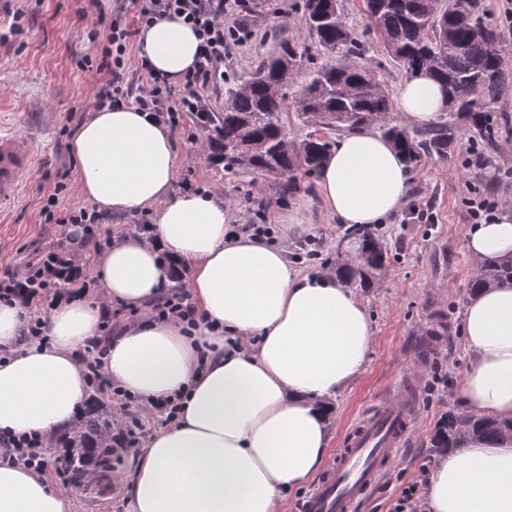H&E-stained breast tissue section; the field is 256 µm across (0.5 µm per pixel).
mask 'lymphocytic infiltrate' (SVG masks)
Instances as JSON below:
<instances>
[{
	"instance_id": "obj_1",
	"label": "lymphocytic infiltrate",
	"mask_w": 512,
	"mask_h": 512,
	"mask_svg": "<svg viewBox=\"0 0 512 512\" xmlns=\"http://www.w3.org/2000/svg\"><path fill=\"white\" fill-rule=\"evenodd\" d=\"M244 0H115L100 33L101 48L92 58H85L82 66L87 70L104 72L109 80L99 93L101 103L117 107L134 103L139 110L155 115L170 126H179L183 114H190L197 133L208 132L207 116L210 109L200 89L224 80V56L232 46L244 41V28L230 27L224 17L230 5H243ZM182 15L201 40V53L194 70L184 79L181 94H174L170 85L152 76L147 61H139L138 69L148 75L149 82L140 94H133L125 82L127 56L130 41L136 28L152 24L168 13ZM56 196H49L43 207L45 220L55 223L59 231L54 241L23 265L0 271V302L18 303L30 312L25 339L45 344L47 313L64 295L89 292L95 284L90 274L88 258L77 255L69 246L66 232L70 224H104L106 214L96 207L80 206L56 215ZM102 335L87 348L83 358L85 376L89 386L111 388L112 396L122 406L130 408L136 401L120 388H113L103 371L108 352L106 337L112 332L111 320H104ZM43 439L33 436L0 435V447L9 450L23 466L37 471L46 470L51 460L46 455Z\"/></svg>"
}]
</instances>
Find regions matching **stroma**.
<instances>
[{
  "instance_id": "1",
  "label": "stroma",
  "mask_w": 512,
  "mask_h": 512,
  "mask_svg": "<svg viewBox=\"0 0 512 512\" xmlns=\"http://www.w3.org/2000/svg\"><path fill=\"white\" fill-rule=\"evenodd\" d=\"M85 3L9 0L0 12V129L29 134L35 157L8 223H0V269L24 263L53 239L55 227L43 222L40 211L57 180L65 182L64 190L55 192L58 210L84 202L78 166L68 150V127L72 118L88 117L97 109L105 81L78 66L99 49L90 37L98 28V13ZM300 3L266 0L264 8L227 15V24L245 27L248 37L225 56V73L247 77L258 61L276 51L279 39L307 43ZM342 8L347 24L368 47L378 77L389 92H396L406 75L368 29L363 0H342ZM192 130L186 115L172 131L178 155L174 194H220L236 223L265 225L272 240L280 236L278 214L288 209L301 221L288 238L289 255L302 271L334 273L345 255L340 244L344 228L319 211L301 210V203L313 201V189H302L287 206L258 211V201L269 195L266 185L225 176L223 166L208 160L205 138H192ZM472 199L495 202L500 209L512 202V133L488 147L460 119L447 159L422 155L409 172L406 204L376 227L387 262L370 287L355 290L369 313L374 339L360 375L332 399L331 448H339L354 424L408 378L417 377L420 399L399 461L363 512H388L402 488L417 479L420 467L434 466L439 451L430 439L440 418L448 410L466 409L458 389L470 355L459 324L474 271L466 250ZM304 243L314 245L312 258L299 257ZM433 334L440 341L432 354L423 355L425 339ZM138 454L137 447L113 444L110 465L97 469L95 480L79 485L65 481L61 489L73 502L72 512H129L118 476L131 471Z\"/></svg>"
}]
</instances>
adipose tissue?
<instances>
[{
  "mask_svg": "<svg viewBox=\"0 0 512 512\" xmlns=\"http://www.w3.org/2000/svg\"><path fill=\"white\" fill-rule=\"evenodd\" d=\"M139 55L169 84L192 71L200 41L167 15L142 27ZM399 114L434 124L444 87L421 71L401 83ZM82 197L115 216L154 214L148 234L121 235L95 258L99 298L60 300L50 342L23 341L25 308L0 303V433L72 432L87 399L80 351L108 305L138 311L117 326L104 370L140 402L180 399L123 476L132 512H276L330 451V400L363 369L374 330L346 281L302 272L286 244L236 231L214 193L173 196L177 154L169 129L132 106L102 107L72 138ZM404 158L371 130L337 140L315 185L320 210L346 227L385 223L406 202ZM473 259L512 253V215L468 232ZM188 270L193 323L152 316L174 265ZM460 331L470 364L459 395L480 414L512 419V282L472 291ZM431 512H512V439L463 433L441 453L426 489ZM47 475L0 458V512H71Z\"/></svg>",
  "mask_w": 512,
  "mask_h": 512,
  "instance_id": "1",
  "label": "adipose tissue"
}]
</instances>
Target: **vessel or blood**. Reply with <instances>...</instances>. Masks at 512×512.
I'll return each mask as SVG.
<instances>
[{"mask_svg":"<svg viewBox=\"0 0 512 512\" xmlns=\"http://www.w3.org/2000/svg\"><path fill=\"white\" fill-rule=\"evenodd\" d=\"M34 162L32 141L0 132V219L18 201ZM414 389L369 412L351 431L313 488L294 504L295 512H355L380 486L409 436Z\"/></svg>","mask_w":512,"mask_h":512,"instance_id":"obj_1","label":"vessel or blood"}]
</instances>
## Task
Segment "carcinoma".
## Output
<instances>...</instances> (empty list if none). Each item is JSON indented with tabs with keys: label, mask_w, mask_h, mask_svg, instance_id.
Listing matches in <instances>:
<instances>
[{
	"label": "carcinoma",
	"mask_w": 512,
	"mask_h": 512,
	"mask_svg": "<svg viewBox=\"0 0 512 512\" xmlns=\"http://www.w3.org/2000/svg\"><path fill=\"white\" fill-rule=\"evenodd\" d=\"M466 2L468 20L458 22L438 0H365L369 26L377 31L385 54L409 76L425 69L448 88V119L429 131L417 133L388 119L393 104L383 82L370 66L349 63L363 53L357 32L342 12L331 14L322 0H302L301 25L325 62L302 71L307 47L283 40L248 77L225 76L224 111L209 117L213 134L208 158L224 165L226 175L269 180L270 197L258 202L262 211L272 202L283 205L300 192L302 180L318 175L331 152V142L313 132L293 143L281 119L288 108L305 122L328 130L376 127L410 167L418 165L423 152L447 157L455 120L462 116L486 144H494L509 127L508 113L495 107L509 80L501 67V33L485 21L482 0ZM295 84L298 95L290 98L285 89ZM344 237L355 240L364 256L337 266L336 274L351 285H364L383 268L385 246L367 226L349 229ZM504 278H512V257L478 261L470 289ZM462 426L489 438L512 436V420L450 410L432 435L431 447H458ZM110 429V420L92 418L79 433L55 442L57 448L70 449L67 467L73 481L80 483L91 474L90 453L109 447Z\"/></svg>",
	"instance_id": "carcinoma-1"
}]
</instances>
